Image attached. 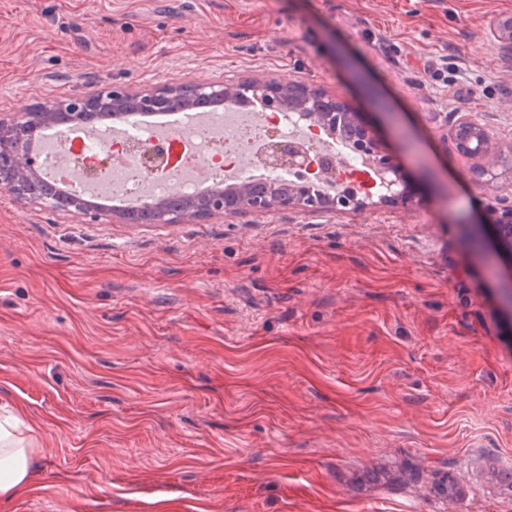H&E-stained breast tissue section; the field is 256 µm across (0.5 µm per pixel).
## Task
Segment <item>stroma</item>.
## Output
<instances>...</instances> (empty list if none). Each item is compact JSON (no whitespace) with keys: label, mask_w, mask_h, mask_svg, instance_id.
Returning <instances> with one entry per match:
<instances>
[{"label":"stroma","mask_w":512,"mask_h":512,"mask_svg":"<svg viewBox=\"0 0 512 512\" xmlns=\"http://www.w3.org/2000/svg\"><path fill=\"white\" fill-rule=\"evenodd\" d=\"M512 0H0V114L110 84L273 75L359 114L401 193L133 230L0 189V407L37 439L0 512H512ZM501 158L481 182L458 114ZM412 458L426 485L356 471ZM448 138L459 155L476 160L470 169L476 183L487 171V167L499 161L500 155L493 146L490 132L486 128L474 124L466 116H460L451 126L449 136L447 135L446 138L447 142ZM473 141H478L479 144L476 151L471 150ZM497 252L501 257H512V204L493 214ZM511 224V225H510Z\"/></svg>","instance_id":"stroma-1"}]
</instances>
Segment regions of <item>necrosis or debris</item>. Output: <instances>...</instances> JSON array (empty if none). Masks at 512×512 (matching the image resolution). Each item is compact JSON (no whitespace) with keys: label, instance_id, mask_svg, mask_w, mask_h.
<instances>
[{"label":"necrosis or debris","instance_id":"4bbe7bcc","mask_svg":"<svg viewBox=\"0 0 512 512\" xmlns=\"http://www.w3.org/2000/svg\"><path fill=\"white\" fill-rule=\"evenodd\" d=\"M181 140L153 122L130 127L118 135L106 132L69 133L50 142L40 156L53 174H74L100 192H119L132 199H160L177 191L199 195L209 179L234 176L261 178L268 183L306 178L303 168L284 166L270 158L268 147L280 143L299 147L313 159L334 162L326 176L312 178L319 189L359 190L361 156L329 147V136L316 124L301 125L286 112L245 111L232 106L211 113L204 121H187ZM167 155L168 163L146 172V157Z\"/></svg>","mask_w":512,"mask_h":512}]
</instances>
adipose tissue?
I'll return each instance as SVG.
<instances>
[{
  "mask_svg": "<svg viewBox=\"0 0 512 512\" xmlns=\"http://www.w3.org/2000/svg\"><path fill=\"white\" fill-rule=\"evenodd\" d=\"M17 425L12 416L0 420V499L5 501L26 488L36 455L29 440L18 434Z\"/></svg>",
  "mask_w": 512,
  "mask_h": 512,
  "instance_id": "adipose-tissue-1",
  "label": "adipose tissue"
}]
</instances>
